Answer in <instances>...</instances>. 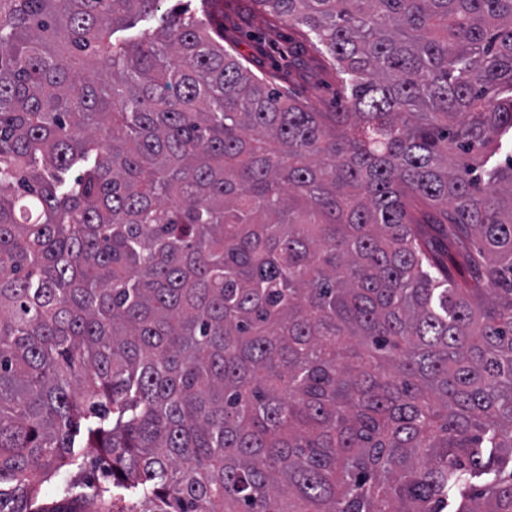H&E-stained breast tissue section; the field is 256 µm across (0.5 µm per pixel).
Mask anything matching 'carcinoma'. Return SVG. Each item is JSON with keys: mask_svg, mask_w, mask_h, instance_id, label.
I'll return each mask as SVG.
<instances>
[{"mask_svg": "<svg viewBox=\"0 0 512 512\" xmlns=\"http://www.w3.org/2000/svg\"><path fill=\"white\" fill-rule=\"evenodd\" d=\"M215 2L0 0V512H512V0ZM213 9L210 24L223 28L224 46L232 44L247 60L248 67L259 76L270 75L281 90L311 105L317 111L334 109L341 91L336 75L329 68L321 67L317 60L305 52L300 43L302 33L297 29L281 27V34L267 41L261 51L256 50L257 38L265 28V15L251 0H221ZM288 46H298L304 68H294L288 63ZM109 476L104 474L93 458H86L79 462L72 470H69L60 483H50L46 490V501L52 502L59 498L60 490L69 484L75 491H82L89 483H111Z\"/></svg>", "mask_w": 512, "mask_h": 512, "instance_id": "cac0c4a2", "label": "carcinoma"}]
</instances>
